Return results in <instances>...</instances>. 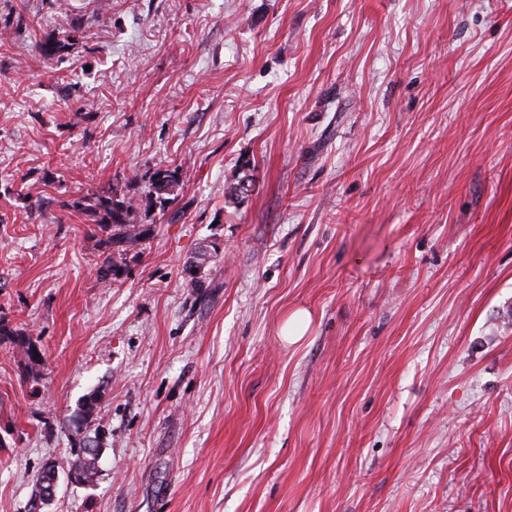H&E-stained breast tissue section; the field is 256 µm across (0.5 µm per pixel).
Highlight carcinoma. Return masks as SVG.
Masks as SVG:
<instances>
[{
	"mask_svg": "<svg viewBox=\"0 0 512 512\" xmlns=\"http://www.w3.org/2000/svg\"><path fill=\"white\" fill-rule=\"evenodd\" d=\"M181 177L179 168L157 171L151 180V190L148 192V202L154 206L165 207L171 196L180 188ZM71 208L76 212H86L94 217L90 225L91 235L98 238V243L105 257L97 267L99 279L107 284L117 282L121 278L119 271L123 270L124 261L120 257L128 251L136 249L146 237L149 229L142 224L131 221L136 205L131 200H120L113 191L91 196H83L74 200ZM95 398L89 397L80 403L77 413V432L83 433V426L92 421L95 411ZM99 459L90 457L76 458L70 467L77 468L78 477L83 485L94 482L98 474Z\"/></svg>",
	"mask_w": 512,
	"mask_h": 512,
	"instance_id": "carcinoma-1",
	"label": "carcinoma"
}]
</instances>
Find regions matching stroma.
I'll return each instance as SVG.
<instances>
[{"mask_svg":"<svg viewBox=\"0 0 512 512\" xmlns=\"http://www.w3.org/2000/svg\"><path fill=\"white\" fill-rule=\"evenodd\" d=\"M0 322V512H512V0H0ZM151 190L148 192V202L164 209L165 204L171 200L180 188L181 177L179 168L158 170L151 180ZM167 196V197H166ZM70 207L75 212L93 215L95 223L89 225L90 233L98 237L102 254H105L97 267V275L106 285L118 282L124 276L123 255L135 250L149 232L143 224H134L131 221L137 206L133 200L118 199L110 190L102 194L79 197ZM95 398L93 394L86 400L80 403V407L78 408L79 412L77 413V432L79 434L84 433V437L82 438V446L80 447V452H82L85 448H87L89 445H92L93 448L101 447L100 441L98 440L97 432L95 431L94 436L91 437L86 436L87 434L85 431H83V426L92 422V415L95 411V405H94ZM102 448V447H101ZM52 474V467L49 468L47 466H44L37 474L36 480H35V486L34 490L32 492V496L29 502L30 509L28 508L29 512H33V504L32 501L36 499L37 494L41 493L43 490L47 489L48 487V481L50 480V475ZM59 485V475L56 474L54 476L53 481L51 482V487L45 491V498L51 499L56 495V491Z\"/></svg>","mask_w":512,"mask_h":512,"instance_id":"35a3bbf8","label":"stroma"}]
</instances>
